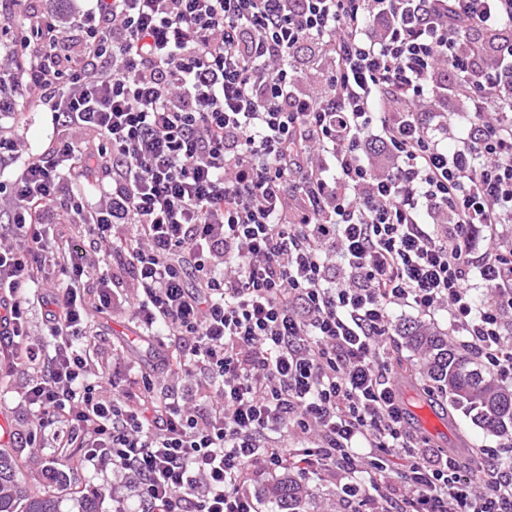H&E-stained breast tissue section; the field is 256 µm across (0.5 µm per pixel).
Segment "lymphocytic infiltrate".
<instances>
[{"label": "lymphocytic infiltrate", "mask_w": 512, "mask_h": 512, "mask_svg": "<svg viewBox=\"0 0 512 512\" xmlns=\"http://www.w3.org/2000/svg\"><path fill=\"white\" fill-rule=\"evenodd\" d=\"M5 20L0 116L47 104L58 131L32 153L0 125V354L27 377V444L112 471V512H258L250 483L282 470L379 512H512L497 450L472 465L411 432L388 344L396 309H443L512 381V0H91ZM452 73L455 123L425 109ZM75 131L100 139L94 205L66 169ZM94 309L176 346L95 375Z\"/></svg>", "instance_id": "obj_1"}]
</instances>
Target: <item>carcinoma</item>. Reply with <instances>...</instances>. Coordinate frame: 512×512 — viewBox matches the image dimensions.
Instances as JSON below:
<instances>
[{
    "label": "carcinoma",
    "mask_w": 512,
    "mask_h": 512,
    "mask_svg": "<svg viewBox=\"0 0 512 512\" xmlns=\"http://www.w3.org/2000/svg\"><path fill=\"white\" fill-rule=\"evenodd\" d=\"M424 374L455 408L489 433L512 442V389L495 383L477 357L448 335L419 323L402 327ZM278 512H311L310 494L288 476L269 491ZM0 512H61L59 498L29 485L16 457L0 449Z\"/></svg>",
    "instance_id": "obj_1"
}]
</instances>
